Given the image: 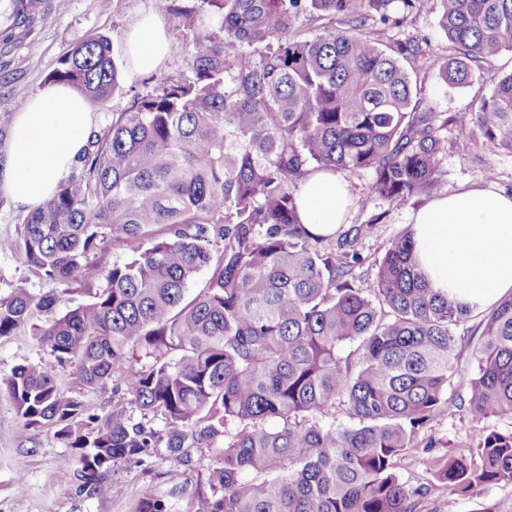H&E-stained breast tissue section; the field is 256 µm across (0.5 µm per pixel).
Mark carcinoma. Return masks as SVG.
Returning a JSON list of instances; mask_svg holds the SVG:
<instances>
[{
	"mask_svg": "<svg viewBox=\"0 0 512 512\" xmlns=\"http://www.w3.org/2000/svg\"><path fill=\"white\" fill-rule=\"evenodd\" d=\"M418 2L202 0L205 10L162 0L192 33L171 49L193 77L162 78L112 113L55 194L0 240L60 287L0 297V339L30 328L84 385L115 381L163 423L147 427L118 404L86 432L82 400L54 373L28 364L1 376L24 427H52L74 450L80 488L121 496L104 471L160 446L181 476L184 449L220 440L208 512H413L422 488L401 480L396 460L446 410L475 430L469 453L433 463L435 478L456 497L512 484V294L478 312L434 292L410 228L364 279L360 247L376 224L319 236L298 215L300 185L318 171L366 173L369 198L390 207L432 194L450 126L462 153L477 131L512 154V72L491 76L474 110L442 118L420 97L422 44L368 32L400 24L392 4L406 17ZM436 2L451 49L438 67L445 84L465 86L512 51V0ZM40 3L7 0L5 18L31 22ZM300 14L317 34L294 27ZM49 82L102 104L121 89V69L107 38L92 36ZM110 237L125 259L87 301L67 305ZM463 343L476 361L465 397L453 385ZM338 408L352 425L326 421ZM492 418L507 427L485 426ZM170 509L150 492L135 505Z\"/></svg>",
	"mask_w": 512,
	"mask_h": 512,
	"instance_id": "carcinoma-1",
	"label": "carcinoma"
}]
</instances>
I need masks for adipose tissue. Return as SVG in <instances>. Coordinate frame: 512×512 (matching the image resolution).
Returning a JSON list of instances; mask_svg holds the SVG:
<instances>
[{
	"mask_svg": "<svg viewBox=\"0 0 512 512\" xmlns=\"http://www.w3.org/2000/svg\"><path fill=\"white\" fill-rule=\"evenodd\" d=\"M130 71L158 70L171 42L158 15L129 31ZM94 127V107L71 86L55 84L15 112L11 141L0 157V192L27 211L53 196L73 171ZM352 205L348 181L320 172L300 187L298 214L313 233L330 235ZM416 253L434 290L486 308L512 293V196L489 187L442 194L412 215Z\"/></svg>",
	"mask_w": 512,
	"mask_h": 512,
	"instance_id": "ef3b65f1",
	"label": "adipose tissue"
}]
</instances>
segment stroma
<instances>
[{"mask_svg": "<svg viewBox=\"0 0 512 512\" xmlns=\"http://www.w3.org/2000/svg\"><path fill=\"white\" fill-rule=\"evenodd\" d=\"M423 11L409 17L397 27L377 25L376 30L387 37L416 38L427 42L434 56L445 58L450 53L448 41L432 12L433 0H422ZM160 13L169 39L191 40L192 35L175 26L169 14L161 13L159 0H45L44 8L28 25H10L0 18V153L10 142L11 120L17 108L31 95L48 87L49 76L59 59L91 35H105L120 63L128 61L127 31L143 16ZM512 71V52H503L486 64L484 73L465 87L444 84L437 70H426L423 98L428 107L441 115L473 110L479 101L490 95L491 74ZM192 72L183 57L172 55L155 73L133 78L123 76L121 90L96 107L95 129L103 131L113 113L126 110L133 95L154 93L160 78H191ZM446 174L439 187L449 194L462 188L492 186L512 193V154L498 151L485 143L462 154L449 149L444 161ZM368 174L350 176L353 196L348 221L365 224L376 221L373 235L362 242L365 263L362 274H369L382 257L391 237L405 228L412 213L427 204L420 197L406 205L381 209L367 198ZM125 257L116 242L91 255L80 284L71 288L70 304L86 301L87 287L97 286L112 263ZM23 287L37 294L54 290L23 259L0 252V297ZM39 364L55 371L62 390L79 395L88 415L105 419L112 411V389L86 388L80 385L74 367L59 368L49 351L40 347L29 330L0 339V373H7L20 364ZM473 425L465 413L444 414L420 434L428 449L413 453L396 464L403 481L421 487L416 512H512V485H492L475 489L471 496L449 503L448 490L430 470L431 459L456 455L457 443L468 441ZM54 430L46 427L24 428L9 396L0 391V512H134L139 497L151 492L164 497L171 512H207L211 499L208 479L215 466L212 452L191 449V462L183 476L170 478L164 460V449H155L144 463L125 461L112 466L104 475L109 483L122 485L120 498L99 497L80 491L77 481L63 480L61 470L71 457Z\"/></svg>", "mask_w": 512, "mask_h": 512, "instance_id": "obj_1", "label": "stroma"}]
</instances>
